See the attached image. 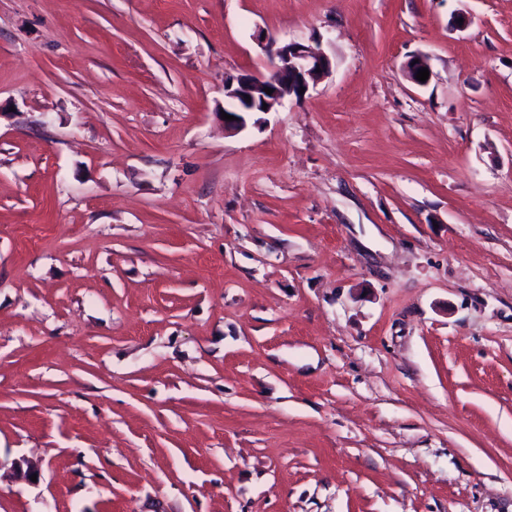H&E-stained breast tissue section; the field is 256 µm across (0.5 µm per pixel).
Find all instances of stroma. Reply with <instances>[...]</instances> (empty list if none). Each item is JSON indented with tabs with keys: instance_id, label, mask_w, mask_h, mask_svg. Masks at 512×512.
Segmentation results:
<instances>
[{
	"instance_id": "stroma-1",
	"label": "stroma",
	"mask_w": 512,
	"mask_h": 512,
	"mask_svg": "<svg viewBox=\"0 0 512 512\" xmlns=\"http://www.w3.org/2000/svg\"><path fill=\"white\" fill-rule=\"evenodd\" d=\"M0 512H512V0H0ZM255 39L270 59L271 70L267 76L238 74L226 78L224 112L236 117L234 121L224 120L226 129L237 130L244 126L243 113L271 112L286 98H300L310 84H317L331 72V59L318 41L279 43L262 30L255 34ZM317 68L321 72H317ZM265 87L273 89L271 95L264 91ZM300 87L305 88L303 94H300ZM246 95L250 96V102L246 101ZM263 103L267 104V110H263Z\"/></svg>"
}]
</instances>
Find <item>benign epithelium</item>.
Segmentation results:
<instances>
[{
    "label": "benign epithelium",
    "instance_id": "1",
    "mask_svg": "<svg viewBox=\"0 0 512 512\" xmlns=\"http://www.w3.org/2000/svg\"><path fill=\"white\" fill-rule=\"evenodd\" d=\"M255 39L270 59L271 70L266 76L238 74L226 78L224 112L236 117L234 121H224L226 129L244 126L245 113L270 112L291 96L301 97L300 88H309L331 72V59L317 41L279 43L261 30L255 34ZM266 87L273 92L266 93ZM12 472L16 479L29 482L37 469L22 458L13 462Z\"/></svg>",
    "mask_w": 512,
    "mask_h": 512
}]
</instances>
